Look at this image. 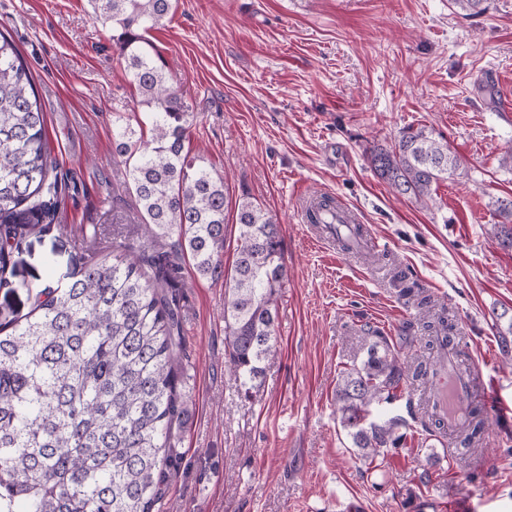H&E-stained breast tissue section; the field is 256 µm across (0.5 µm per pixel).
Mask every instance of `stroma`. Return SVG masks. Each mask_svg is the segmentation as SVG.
I'll return each mask as SVG.
<instances>
[{"instance_id": "stroma-1", "label": "stroma", "mask_w": 512, "mask_h": 512, "mask_svg": "<svg viewBox=\"0 0 512 512\" xmlns=\"http://www.w3.org/2000/svg\"><path fill=\"white\" fill-rule=\"evenodd\" d=\"M43 99L50 148L76 183L60 225L16 254L19 281L67 283L96 250L138 230L130 199L108 205L125 168L117 125L150 124L111 32L87 0H0ZM151 38L195 120L185 142L222 175L230 204L250 198L278 219L288 278L279 291L277 353L247 397L224 364V283L184 268L178 463L159 512H448L476 487L474 512H512V249L495 244L498 201L512 200V0L471 15L451 0H178ZM440 133L462 161L427 205L394 194L366 155L407 126ZM349 207L385 250L344 255L295 218L299 191ZM99 224L96 242L79 229ZM420 288L428 308L401 296ZM446 311L503 404L479 447L424 443L421 383L369 418L402 417L405 439L374 464L349 446L336 414L340 370L360 324L400 351L423 347L424 322Z\"/></svg>"}]
</instances>
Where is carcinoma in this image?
Wrapping results in <instances>:
<instances>
[{
  "instance_id": "cac0c4a2",
  "label": "carcinoma",
  "mask_w": 512,
  "mask_h": 512,
  "mask_svg": "<svg viewBox=\"0 0 512 512\" xmlns=\"http://www.w3.org/2000/svg\"><path fill=\"white\" fill-rule=\"evenodd\" d=\"M88 4L112 30L149 114L150 138L128 124L114 141L127 180L112 197H130L142 236L93 254L64 286L17 281L13 254L57 221L70 181L52 157L33 74L0 31V290L33 297L26 313L0 309V512H157L176 456L173 426L186 411L184 260L197 277L224 280L226 367L245 396L259 392L276 353L277 295L288 278L281 227L242 199L232 273L224 274V179L185 152L194 113L149 38L176 0ZM368 161L393 191L422 205L462 166L448 142L412 126L392 147L370 150ZM497 212V244L512 249V200L498 202ZM358 335L335 402L350 448L372 463L398 447L405 422L370 421V407L426 379L432 357L420 354L412 370L380 330L364 323ZM487 427L485 408L474 405L455 443L471 448Z\"/></svg>"
}]
</instances>
